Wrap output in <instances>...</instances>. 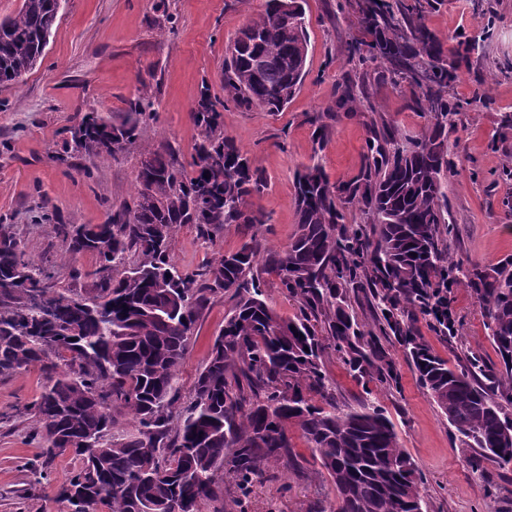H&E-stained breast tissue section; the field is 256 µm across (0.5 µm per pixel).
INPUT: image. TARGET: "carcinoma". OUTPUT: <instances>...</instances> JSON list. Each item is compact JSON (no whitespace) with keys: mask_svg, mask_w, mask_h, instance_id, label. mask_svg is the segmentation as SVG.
Listing matches in <instances>:
<instances>
[{"mask_svg":"<svg viewBox=\"0 0 512 512\" xmlns=\"http://www.w3.org/2000/svg\"><path fill=\"white\" fill-rule=\"evenodd\" d=\"M282 0L240 29L221 81L239 109L281 112L300 89L308 56L301 0ZM358 15L361 65H385L392 84L407 83L426 118L418 138L372 122L360 172L332 183L317 165L297 173V231L286 249L260 252L256 238L212 264L182 271L170 251L178 228L193 224L212 239L226 224L254 227L268 216L251 199L268 180L224 132L222 112L202 86L192 119L200 129L192 161L172 146L149 152L135 174L136 196L104 224L53 225L68 260L96 253L93 288H57L11 224H0V377L30 366L48 385L29 411L43 440L39 477L69 453L80 468L61 486L75 512H204L228 494L242 502L262 468L287 460L288 426L318 455L341 495L337 512H427L424 479L399 447L384 409L372 402L336 406L324 369L334 353L368 385L396 381L388 346L398 344L465 451L512 464V255L494 264L455 260L456 224L445 180L453 168L448 133L461 106L448 100L461 63L479 44L464 37L453 51L425 23L435 0H345ZM60 0H22L0 20V86L19 81L42 60ZM356 85L336 91V107L355 101ZM154 108L145 91L120 118L84 115L64 153L91 163L125 153ZM209 177H204V174ZM362 221L345 223V211ZM298 304L292 319L269 306L262 270ZM479 303L499 363L471 350L451 367L418 322L458 342L454 290ZM38 293L54 319L32 304ZM233 306L192 396L176 387L193 325L211 297ZM371 309L364 324L357 309ZM309 351H304V348ZM133 426L117 430L119 417ZM231 483H224V474Z\"/></svg>","mask_w":512,"mask_h":512,"instance_id":"obj_1","label":"carcinoma"}]
</instances>
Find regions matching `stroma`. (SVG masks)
<instances>
[{
    "label": "stroma",
    "mask_w": 512,
    "mask_h": 512,
    "mask_svg": "<svg viewBox=\"0 0 512 512\" xmlns=\"http://www.w3.org/2000/svg\"><path fill=\"white\" fill-rule=\"evenodd\" d=\"M264 5L265 0H64L42 61L18 84L0 87V221L13 225L32 260L61 256L63 247L52 233L57 221L106 223L113 207L134 195L144 153L169 144L190 162L199 137L191 111L205 83L224 105L225 132L268 178L254 201L269 217L255 231L266 249H283L297 230V170L318 164L330 181H346L359 172L372 121L385 120L405 136L422 131L425 120L408 88L390 84L380 66L364 70L352 59L358 18L339 11L337 0H306L307 74L283 111L246 112L227 103L220 81L225 51ZM486 9L498 15L487 48L461 65L448 91L462 109L448 136L455 168L447 192L458 230L454 257L494 263L512 255V212L501 204L512 195V181L501 177L512 162V135L498 138L501 115L512 114V0H441L428 10L426 22L452 47L457 36L480 33ZM349 80L360 85L369 104L333 121L328 142L317 148L310 119L335 111L336 89ZM143 88L155 93L158 107L136 147L99 161L88 175L78 158L57 159L77 116L127 111ZM244 240L234 224L210 242L187 224L174 237L172 257L191 271L237 250ZM231 305L229 295L214 296L197 320L177 381L182 396H189ZM455 308L462 319L461 347L430 332L429 344L452 365L464 347L496 361L480 307L467 289L457 290ZM390 354L398 387L376 384L368 392L335 355L326 356L337 403L369 400L385 408L400 448L425 476L429 512H512V465L469 462L413 365L398 347ZM46 383L36 366L0 378V512H69L59 489L78 460L59 456L47 480L33 475L42 450L37 423L24 408ZM294 444L293 461L268 466L242 505L225 502L224 512H332L337 492L327 471L303 439Z\"/></svg>",
    "instance_id": "1"
}]
</instances>
